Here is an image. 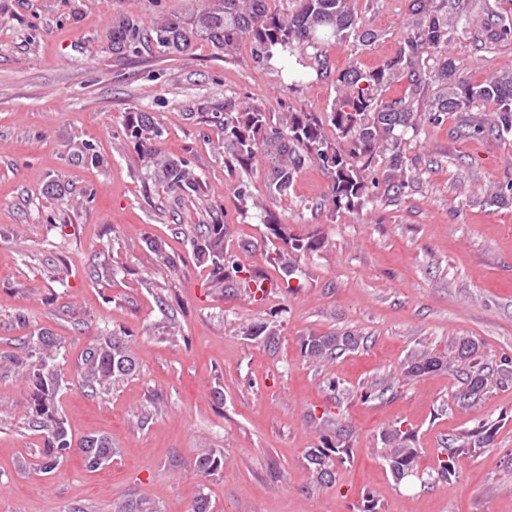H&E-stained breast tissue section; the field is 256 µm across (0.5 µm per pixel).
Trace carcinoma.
I'll list each match as a JSON object with an SVG mask.
<instances>
[{"mask_svg": "<svg viewBox=\"0 0 512 512\" xmlns=\"http://www.w3.org/2000/svg\"><path fill=\"white\" fill-rule=\"evenodd\" d=\"M505 0H413L406 36L396 52L377 68L365 69L353 63L336 72L337 95L327 117L316 112H287L276 126L258 107L240 110L224 103V152L241 168L251 166L258 155L267 160L266 188L273 198L288 196L297 175L315 165L328 177L335 212H356L377 197L379 162L385 163L388 187L401 191L420 176L407 166L402 149L405 134L418 129L421 121L441 124L450 112H471L486 107L490 113L473 126V133L502 138L512 134V73H496L478 82L460 72L448 55V44L461 31L476 26L492 43L512 40V19L503 12ZM156 47L166 54L185 53L199 41L217 52L232 54L245 41L255 58L268 59L274 52L290 54L309 47L318 52L354 41L368 46L381 38L375 30H361L357 0H297L286 16L268 9L267 0H198L184 12L167 15L153 29ZM143 39V28L134 16L112 22V50L133 52ZM150 125L145 116L129 122L125 136L133 145L149 140ZM159 178L179 199L196 194L199 181L184 161L156 159ZM271 234L283 246L272 260L284 277L297 270V258L316 252L324 245L317 235H295L288 225L269 224ZM225 224H204L192 240L197 259L214 266L217 283L237 279L243 267L224 250ZM361 344L351 334L309 336L302 348L307 357L329 362ZM28 352L6 360L5 368L20 374L31 389L28 426L42 439L43 448L34 463L49 474L74 453L82 456L91 471L112 463V439L89 434L74 441L58 409L57 396L63 376L56 364L59 344L47 332L29 338ZM453 369L459 379L457 402L468 405L483 397L498 382L512 375V361L505 358L492 367L484 363L475 342L460 339L448 351H420L411 354L404 367L407 378H419L444 368ZM137 371L128 337L114 331L97 337L76 364L83 389L91 394L106 393ZM324 435L321 444L305 452L311 480L328 485L335 480L337 465L349 457L350 431L343 425ZM380 456L398 484L419 476V452L410 429L394 425L380 435ZM494 442L492 428L460 437V444L437 453L436 477L455 473L456 454L462 448H487ZM224 463V451L203 448L193 466L202 477L214 475ZM116 512H161L159 505L130 496Z\"/></svg>", "mask_w": 512, "mask_h": 512, "instance_id": "1", "label": "carcinoma"}]
</instances>
